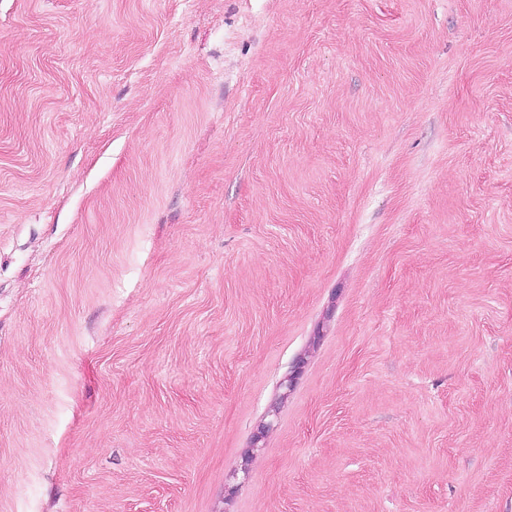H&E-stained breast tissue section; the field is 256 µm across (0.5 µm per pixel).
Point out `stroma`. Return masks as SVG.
<instances>
[{"label":"stroma","mask_w":512,"mask_h":512,"mask_svg":"<svg viewBox=\"0 0 512 512\" xmlns=\"http://www.w3.org/2000/svg\"><path fill=\"white\" fill-rule=\"evenodd\" d=\"M0 512H512V0H0Z\"/></svg>","instance_id":"obj_1"}]
</instances>
